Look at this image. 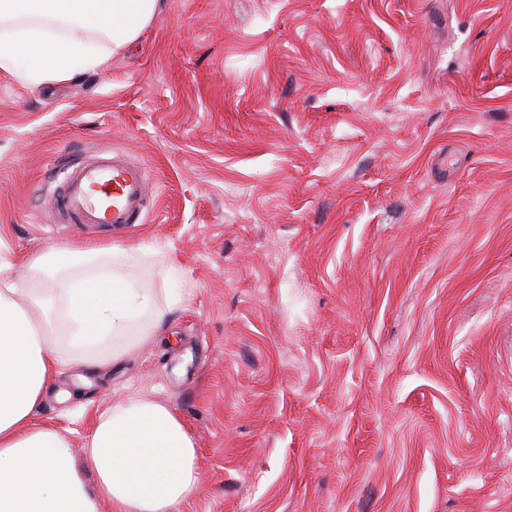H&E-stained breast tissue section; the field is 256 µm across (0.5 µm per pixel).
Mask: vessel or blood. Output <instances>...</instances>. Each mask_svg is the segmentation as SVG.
<instances>
[{
    "label": "vessel or blood",
    "instance_id": "obj_1",
    "mask_svg": "<svg viewBox=\"0 0 512 512\" xmlns=\"http://www.w3.org/2000/svg\"><path fill=\"white\" fill-rule=\"evenodd\" d=\"M60 206L76 224L136 223L144 214L146 175L136 163L112 154L70 160L61 168Z\"/></svg>",
    "mask_w": 512,
    "mask_h": 512
}]
</instances>
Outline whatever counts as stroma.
<instances>
[{
  "label": "stroma",
  "instance_id": "35a3bbf8",
  "mask_svg": "<svg viewBox=\"0 0 512 512\" xmlns=\"http://www.w3.org/2000/svg\"><path fill=\"white\" fill-rule=\"evenodd\" d=\"M105 69L0 72V225L83 242L170 333L61 368L74 443L145 397L203 476L177 512H512V0H160ZM148 174L73 224L64 157Z\"/></svg>",
  "mask_w": 512,
  "mask_h": 512
}]
</instances>
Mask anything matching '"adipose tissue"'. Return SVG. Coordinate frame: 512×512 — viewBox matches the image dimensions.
Here are the masks:
<instances>
[{
	"label": "adipose tissue",
	"instance_id": "ef3b65f1",
	"mask_svg": "<svg viewBox=\"0 0 512 512\" xmlns=\"http://www.w3.org/2000/svg\"><path fill=\"white\" fill-rule=\"evenodd\" d=\"M159 0H0V69L33 84L102 69L106 56L78 40L91 32L113 51L135 41L156 17ZM107 248L72 242L25 255L0 237V512H176L201 483L197 448L167 404L129 400L98 417L76 467L71 444L36 422L60 366L97 365L108 345L123 358L130 328L143 340L164 337L161 319L145 320L154 296L109 269ZM94 270H81L84 260ZM58 271L52 295L38 288ZM73 350L64 357L58 339Z\"/></svg>",
	"mask_w": 512,
	"mask_h": 512
}]
</instances>
